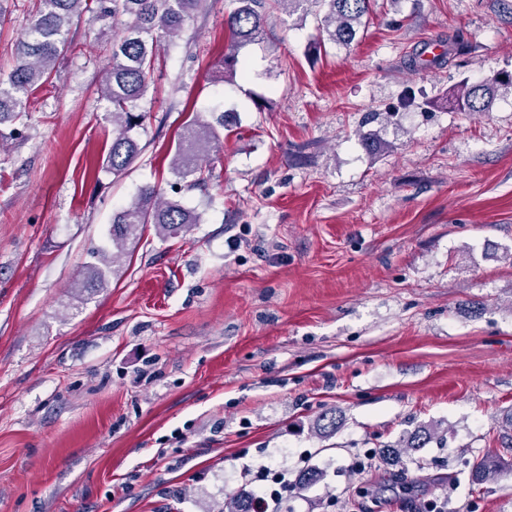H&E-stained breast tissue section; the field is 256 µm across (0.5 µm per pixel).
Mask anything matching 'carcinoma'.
<instances>
[{
  "label": "carcinoma",
  "mask_w": 512,
  "mask_h": 512,
  "mask_svg": "<svg viewBox=\"0 0 512 512\" xmlns=\"http://www.w3.org/2000/svg\"><path fill=\"white\" fill-rule=\"evenodd\" d=\"M207 0H97L100 16L112 17V44L104 68L101 95L112 104V145L105 167L118 174L140 155L135 130L142 125L140 101L146 97L155 71V45L158 39L179 37ZM236 7L224 19L227 45L217 66L215 79L230 80L237 72L240 54L267 38V19L276 10L290 16L308 14L309 5L318 4L321 13L318 38L308 54L315 57L326 45L348 47L365 30L372 12V0H234ZM90 7V0H37L29 26L15 46V64L0 74V125L28 116L31 94L50 82L53 71L70 47L69 33L74 19ZM512 90V73L497 72L489 78L462 80L448 102L470 113L487 112L500 90ZM220 130L195 117L186 124L175 144L170 167L176 176L199 180L202 165L211 152L221 147ZM201 216L177 201L164 197L155 185H145L135 199L112 215L110 240L114 251L88 262L74 287L106 288L115 272L127 242L151 224L158 235H176ZM439 438L438 427L426 425L403 438L399 447L424 448ZM501 455L474 464L472 482L483 484L499 471Z\"/></svg>",
  "instance_id": "carcinoma-1"
}]
</instances>
